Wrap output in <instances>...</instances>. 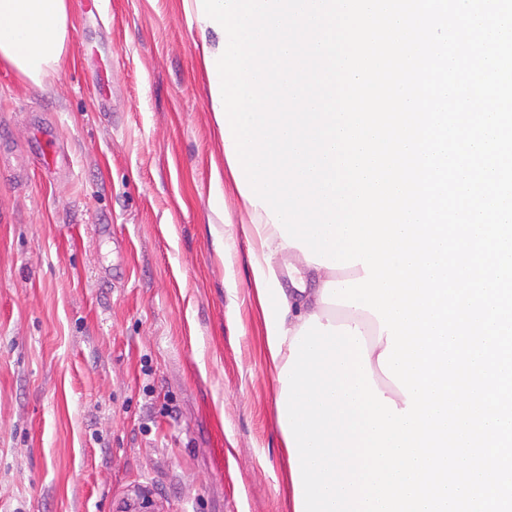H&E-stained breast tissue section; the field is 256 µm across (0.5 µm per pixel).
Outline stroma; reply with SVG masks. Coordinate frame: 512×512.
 <instances>
[{"label": "stroma", "mask_w": 512, "mask_h": 512, "mask_svg": "<svg viewBox=\"0 0 512 512\" xmlns=\"http://www.w3.org/2000/svg\"><path fill=\"white\" fill-rule=\"evenodd\" d=\"M72 6L42 87L0 65V512H289L198 29L180 0Z\"/></svg>", "instance_id": "1"}]
</instances>
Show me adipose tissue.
<instances>
[{"instance_id": "obj_1", "label": "adipose tissue", "mask_w": 512, "mask_h": 512, "mask_svg": "<svg viewBox=\"0 0 512 512\" xmlns=\"http://www.w3.org/2000/svg\"><path fill=\"white\" fill-rule=\"evenodd\" d=\"M71 0H0V64L24 82L42 86L60 66L71 25ZM244 236L251 240L249 283L259 306L265 354L273 370H281L290 344L310 316L321 324L335 323L334 305L324 303L323 289L330 281L362 277V266L329 269L307 261L300 249L288 245L265 211L248 206ZM289 257L287 279H280L278 257Z\"/></svg>"}]
</instances>
